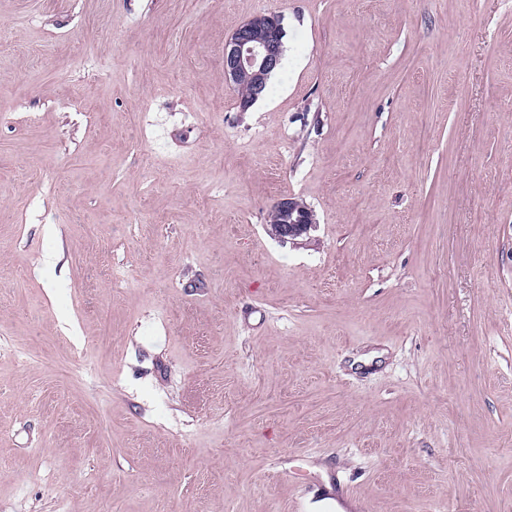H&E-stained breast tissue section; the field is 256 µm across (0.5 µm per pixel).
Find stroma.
<instances>
[{
	"label": "stroma",
	"mask_w": 512,
	"mask_h": 512,
	"mask_svg": "<svg viewBox=\"0 0 512 512\" xmlns=\"http://www.w3.org/2000/svg\"><path fill=\"white\" fill-rule=\"evenodd\" d=\"M258 13L304 63L245 107ZM0 42V512H512V0H0ZM317 222L313 211L293 196L280 198L272 209L270 234L282 242L297 240L307 235Z\"/></svg>",
	"instance_id": "35a3bbf8"
}]
</instances>
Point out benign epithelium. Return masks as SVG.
I'll return each instance as SVG.
<instances>
[{"label": "benign epithelium", "instance_id": "1", "mask_svg": "<svg viewBox=\"0 0 512 512\" xmlns=\"http://www.w3.org/2000/svg\"><path fill=\"white\" fill-rule=\"evenodd\" d=\"M284 34L279 16L261 13L242 24L224 44V81L247 90L243 106L260 98L279 65ZM315 226L313 211L293 196H284L273 206L269 232L281 242L294 241Z\"/></svg>", "mask_w": 512, "mask_h": 512}]
</instances>
